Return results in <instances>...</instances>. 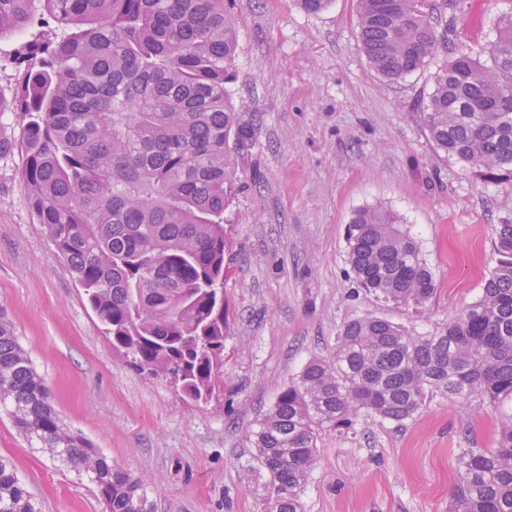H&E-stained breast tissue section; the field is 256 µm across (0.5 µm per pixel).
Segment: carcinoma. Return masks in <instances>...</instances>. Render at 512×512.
Masks as SVG:
<instances>
[{"mask_svg":"<svg viewBox=\"0 0 512 512\" xmlns=\"http://www.w3.org/2000/svg\"><path fill=\"white\" fill-rule=\"evenodd\" d=\"M21 35L27 64L14 99L21 179L42 225L112 344L137 370L207 403L224 380V234L250 145L226 84L236 28L224 0H0V40ZM413 0H359V44L389 81L447 41ZM512 16L486 64L439 66L423 107L432 140L484 181L512 180ZM347 262L366 292L422 306L435 291L417 241L388 212L364 208L346 228ZM482 296L448 325L415 335L383 318L346 322L327 358L309 360L254 431L271 477L264 512H302L318 439L362 415L402 426L435 391L512 400V219L497 225ZM0 408L29 441L95 484L105 512H153L142 481L64 425L0 308ZM0 512H41L0 456ZM448 512H512V421L492 448H462Z\"/></svg>","mask_w":512,"mask_h":512,"instance_id":"obj_1","label":"carcinoma"}]
</instances>
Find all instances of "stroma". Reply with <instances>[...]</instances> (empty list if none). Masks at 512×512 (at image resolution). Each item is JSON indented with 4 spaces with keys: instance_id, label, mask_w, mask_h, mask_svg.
<instances>
[{
    "instance_id": "35a3bbf8",
    "label": "stroma",
    "mask_w": 512,
    "mask_h": 512,
    "mask_svg": "<svg viewBox=\"0 0 512 512\" xmlns=\"http://www.w3.org/2000/svg\"><path fill=\"white\" fill-rule=\"evenodd\" d=\"M446 10L445 57L483 59L512 0ZM357 0L320 13L298 0H224L239 49L227 89L252 145L235 158L226 213L224 384L197 406L118 355L42 225L31 213L19 154L0 157V307L50 390L64 423L113 465L140 478L154 512H262L267 477L253 433L278 392L342 324L367 315L418 335L477 300L496 265L494 232L512 218V182L487 183L437 148L423 106L437 61L396 83L358 48ZM396 213L419 242L435 293L396 306L349 275L344 231L355 211ZM512 402L433 394L405 426L362 416L354 434L318 441L304 512H448L472 428L489 448ZM0 455L42 512H105L95 486L0 412Z\"/></svg>"
}]
</instances>
